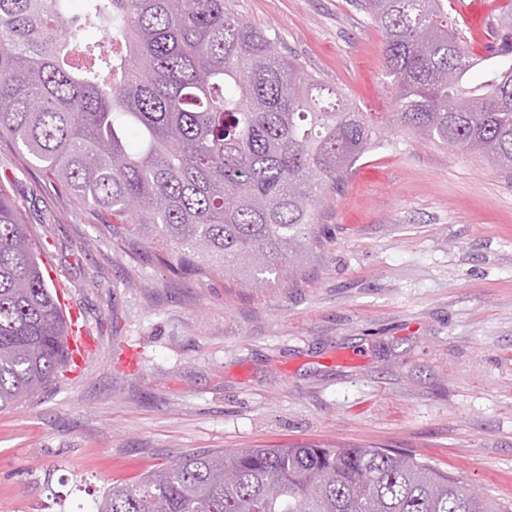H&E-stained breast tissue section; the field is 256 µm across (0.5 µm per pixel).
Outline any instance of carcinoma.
I'll return each instance as SVG.
<instances>
[{
  "label": "carcinoma",
  "instance_id": "cac0c4a2",
  "mask_svg": "<svg viewBox=\"0 0 512 512\" xmlns=\"http://www.w3.org/2000/svg\"><path fill=\"white\" fill-rule=\"evenodd\" d=\"M0 0V137L184 275L262 287L299 269L326 187L391 125L512 173V10L495 54L464 45L446 0H364L393 111L362 112L225 0ZM43 247L0 185V411L70 365ZM94 512H509L385 448L183 454L110 485Z\"/></svg>",
  "mask_w": 512,
  "mask_h": 512
}]
</instances>
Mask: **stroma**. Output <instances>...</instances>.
Here are the masks:
<instances>
[{"label":"stroma","instance_id":"1","mask_svg":"<svg viewBox=\"0 0 512 512\" xmlns=\"http://www.w3.org/2000/svg\"><path fill=\"white\" fill-rule=\"evenodd\" d=\"M230 3L361 111H390L360 0ZM503 3L449 20L480 52ZM0 186L96 340L80 374L0 412V512H91L177 456L289 444L402 450L512 507V174L392 132L327 192L300 270L265 288L171 271L7 137Z\"/></svg>","mask_w":512,"mask_h":512}]
</instances>
